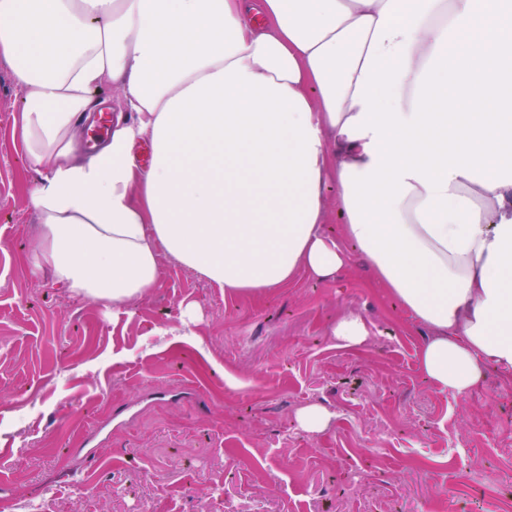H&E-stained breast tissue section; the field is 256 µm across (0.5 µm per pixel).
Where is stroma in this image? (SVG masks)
<instances>
[{"mask_svg": "<svg viewBox=\"0 0 512 512\" xmlns=\"http://www.w3.org/2000/svg\"><path fill=\"white\" fill-rule=\"evenodd\" d=\"M23 97L0 61V512H512V373L435 390L417 364L428 328L336 214L350 266L259 298L164 255L129 309L33 278ZM351 314L363 345L332 336ZM310 404L336 415L322 433L297 427Z\"/></svg>", "mask_w": 512, "mask_h": 512, "instance_id": "stroma-1", "label": "stroma"}]
</instances>
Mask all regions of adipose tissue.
<instances>
[{
    "instance_id": "1",
    "label": "adipose tissue",
    "mask_w": 512,
    "mask_h": 512,
    "mask_svg": "<svg viewBox=\"0 0 512 512\" xmlns=\"http://www.w3.org/2000/svg\"><path fill=\"white\" fill-rule=\"evenodd\" d=\"M0 60L25 92L32 276L127 304L164 253L259 297L349 265L332 208L430 329L433 387L512 372V0H0Z\"/></svg>"
}]
</instances>
